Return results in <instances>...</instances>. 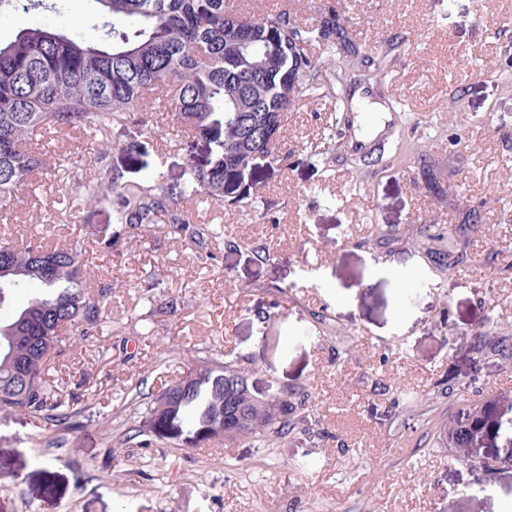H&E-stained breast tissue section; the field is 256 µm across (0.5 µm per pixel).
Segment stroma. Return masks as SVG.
Masks as SVG:
<instances>
[{
  "label": "stroma",
  "mask_w": 512,
  "mask_h": 512,
  "mask_svg": "<svg viewBox=\"0 0 512 512\" xmlns=\"http://www.w3.org/2000/svg\"><path fill=\"white\" fill-rule=\"evenodd\" d=\"M288 5L306 24L332 6L346 11L362 44L383 26L404 34L385 93L405 104L410 141L434 162L436 185L412 158L372 177L353 168L347 144L359 120L331 123L332 101L305 97L288 114L278 162L240 186L272 223L228 204L196 207L198 221L238 241L213 265L196 263L166 225L135 231L108 205L82 208L78 221L95 238L88 264L112 283L113 318L131 327L65 335L70 356L54 375L81 395L67 404V423L0 410V512H512V464L487 474L433 441L475 402L493 400L512 419V356L478 362L473 353L483 325L512 347V27L478 24L512 18V0ZM96 21L95 0L26 11L0 0L1 41L32 25L89 35ZM329 123L338 156L298 162ZM103 142L125 180L156 173L176 198L189 163L208 157L165 112L114 121ZM48 206L20 191L0 207V234L41 232ZM475 209L474 233L466 216ZM423 220L441 240L420 234ZM375 226L387 237H372ZM436 251L467 262L438 277ZM150 271L156 302L177 298L178 310L145 335L131 319L148 310L137 284ZM215 358L248 368L257 396L305 393L285 437L196 448L148 431L149 401Z\"/></svg>",
  "instance_id": "1"
}]
</instances>
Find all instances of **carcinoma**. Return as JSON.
Returning a JSON list of instances; mask_svg holds the SVG:
<instances>
[{"mask_svg":"<svg viewBox=\"0 0 512 512\" xmlns=\"http://www.w3.org/2000/svg\"><path fill=\"white\" fill-rule=\"evenodd\" d=\"M107 28L89 38L65 27L20 29L0 42V203L23 189L49 194L45 231L54 217L74 220L80 207L105 201L116 221L138 230L165 224L202 264L217 260L212 243L237 246L220 228L195 220L187 204L204 198L221 207L229 201L244 212L259 210L253 197L237 194L240 175L252 176L261 162L278 159L288 112L306 96L329 97L335 111L347 113L350 89L358 82L385 85L398 33L382 34L381 48L368 52L356 42L352 19L331 8L311 26L301 25L287 9L244 16L235 0H94ZM318 45L329 56L328 75L309 54ZM170 111L208 146L205 164L192 163L181 199L166 192L150 173L139 182L123 180L107 155L93 158V172L69 157L47 162L42 148L61 135L103 136L112 121L146 104ZM392 147L406 157L403 127H394ZM327 162L336 146L333 126L326 128ZM154 275L143 279L140 299L150 304L138 321L177 311V299L153 304ZM112 284L93 283L84 241L47 246L35 234L0 240V409L21 411L55 426L68 419L62 411L51 365L67 351L62 336L120 334L125 322L108 317ZM248 382V371L231 362L210 361L197 378L166 387L148 406V428L160 438L200 447L217 437L224 399H239L225 387L227 375ZM493 401L472 405L461 419H449L435 443L457 460L491 419ZM294 403L288 393L250 406L252 423L240 437L270 441L290 430Z\"/></svg>","mask_w":512,"mask_h":512,"instance_id":"carcinoma-1","label":"carcinoma"}]
</instances>
